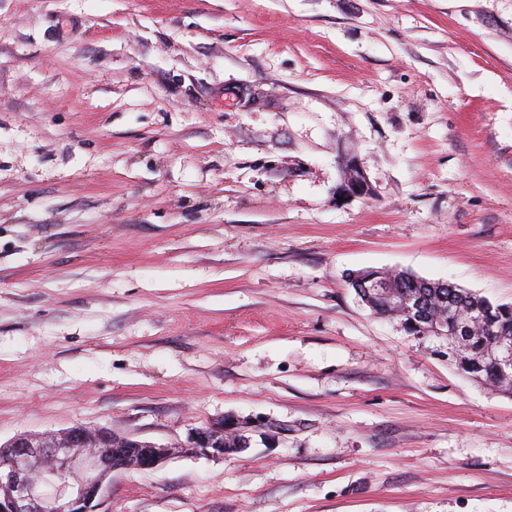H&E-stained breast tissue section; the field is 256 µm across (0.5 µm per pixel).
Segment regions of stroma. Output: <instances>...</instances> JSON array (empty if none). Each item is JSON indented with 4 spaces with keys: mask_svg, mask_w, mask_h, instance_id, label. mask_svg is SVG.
Instances as JSON below:
<instances>
[{
    "mask_svg": "<svg viewBox=\"0 0 512 512\" xmlns=\"http://www.w3.org/2000/svg\"><path fill=\"white\" fill-rule=\"evenodd\" d=\"M371 269L512 304V0H0V443L231 416L97 512H512V397ZM346 175L337 187V195L343 198L359 197L369 194L370 185L356 161L351 158L346 161ZM234 432V437H227L224 439V435H228ZM244 434H239L234 428H231V424L224 421L213 422L205 427L196 429L188 437V445L185 448H191L190 453L211 455V456H224L229 452H241L244 448H236L235 438L242 437ZM228 448H235L229 450Z\"/></svg>",
    "mask_w": 512,
    "mask_h": 512,
    "instance_id": "35a3bbf8",
    "label": "stroma"
}]
</instances>
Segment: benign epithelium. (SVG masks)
<instances>
[{
  "instance_id": "1",
  "label": "benign epithelium",
  "mask_w": 512,
  "mask_h": 512,
  "mask_svg": "<svg viewBox=\"0 0 512 512\" xmlns=\"http://www.w3.org/2000/svg\"><path fill=\"white\" fill-rule=\"evenodd\" d=\"M370 185L354 159L337 187L343 198L369 194ZM233 432L221 420L193 431L191 453L222 456L224 436ZM0 452V512H96V503L112 473L152 470L173 453L149 441L118 438L104 428L76 424L41 436L20 434Z\"/></svg>"
}]
</instances>
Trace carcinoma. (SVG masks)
Listing matches in <instances>:
<instances>
[{
	"label": "carcinoma",
	"instance_id": "carcinoma-1",
	"mask_svg": "<svg viewBox=\"0 0 512 512\" xmlns=\"http://www.w3.org/2000/svg\"><path fill=\"white\" fill-rule=\"evenodd\" d=\"M374 275L365 271L351 282L371 311L399 320L409 335L421 341L437 339L432 329L437 320L448 322L450 327L466 324L465 335L442 337L448 345V362L469 379L512 396V370L502 371L495 361L499 343H512V305H494L472 291L407 271L381 272L387 287L379 293L367 287V279ZM406 298L420 302V309L406 310L400 305Z\"/></svg>",
	"mask_w": 512,
	"mask_h": 512
}]
</instances>
